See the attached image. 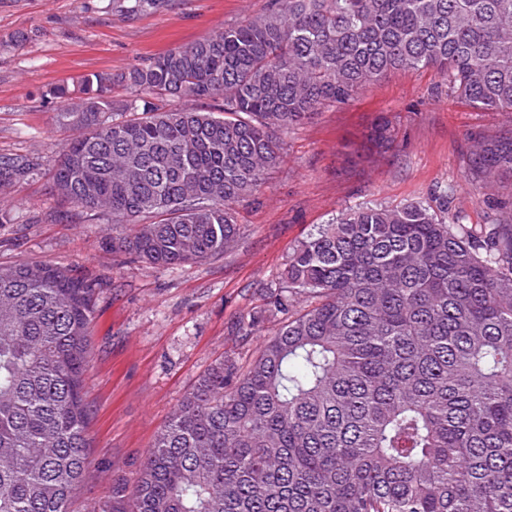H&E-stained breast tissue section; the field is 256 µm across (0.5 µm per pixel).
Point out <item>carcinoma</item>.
Listing matches in <instances>:
<instances>
[{"label": "carcinoma", "instance_id": "cac0c4a2", "mask_svg": "<svg viewBox=\"0 0 512 512\" xmlns=\"http://www.w3.org/2000/svg\"><path fill=\"white\" fill-rule=\"evenodd\" d=\"M432 68L448 95L512 112V0H270L251 21L54 88L79 131L53 170L88 211L151 215L120 247L160 267L241 239L234 205L282 133L388 73ZM171 98L202 103L166 107ZM222 100L215 115L210 102ZM388 120L367 134L393 143ZM30 164L0 159V188ZM512 177V132L468 175ZM433 202L348 209L299 242L240 370L210 369L158 433L123 512H512V207L450 224ZM94 286L50 263L0 266V512H70L90 465L84 396Z\"/></svg>", "mask_w": 512, "mask_h": 512}]
</instances>
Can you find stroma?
Returning a JSON list of instances; mask_svg holds the SVG:
<instances>
[{"label":"stroma","instance_id":"stroma-1","mask_svg":"<svg viewBox=\"0 0 512 512\" xmlns=\"http://www.w3.org/2000/svg\"><path fill=\"white\" fill-rule=\"evenodd\" d=\"M267 4L163 0L129 13L117 0H0V156L33 165L24 183L0 192V264L50 262L95 288L84 386L91 465L71 512H110L113 485L136 479L157 433L208 369L254 357L275 335L281 320L265 310L314 226L361 204L428 201L443 189L452 224H490L512 205V178L486 188L467 178L472 141L511 130L512 112L469 108L434 70L396 71L283 133L281 164L235 206L241 240L233 250L159 268L113 248L132 223L74 207L54 189L59 148L76 132L60 121L52 89L207 39ZM383 114L396 147L366 158L364 135ZM247 320L248 334L240 328Z\"/></svg>","mask_w":512,"mask_h":512}]
</instances>
